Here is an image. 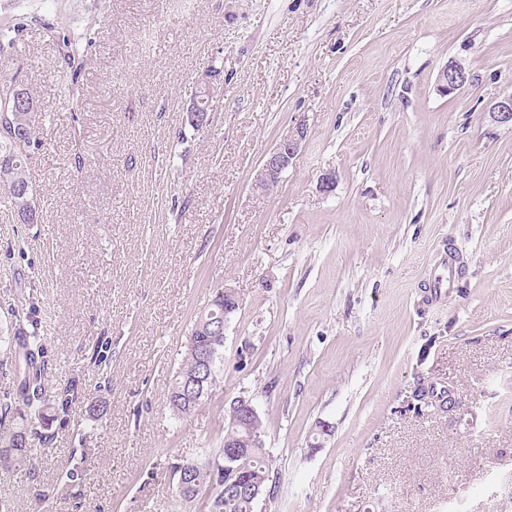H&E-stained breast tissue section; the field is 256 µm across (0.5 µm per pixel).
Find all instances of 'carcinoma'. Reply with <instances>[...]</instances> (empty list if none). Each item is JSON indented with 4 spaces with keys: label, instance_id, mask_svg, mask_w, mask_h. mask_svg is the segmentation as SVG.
Returning <instances> with one entry per match:
<instances>
[{
    "label": "carcinoma",
    "instance_id": "carcinoma-1",
    "mask_svg": "<svg viewBox=\"0 0 512 512\" xmlns=\"http://www.w3.org/2000/svg\"><path fill=\"white\" fill-rule=\"evenodd\" d=\"M16 77L0 74V109H13L16 99ZM25 101L31 112L12 113L15 127L0 131V157L13 158V166L0 169V194L7 198L18 221L32 224L37 220V209L28 204L17 209L13 184L22 182L32 186L26 148L32 144L41 147L38 137L42 113L30 91ZM224 292L216 293L210 303L197 316L183 364L176 372L168 389L166 402L176 418H182L202 404L218 381V366L223 357ZM0 365L12 369L14 382L11 389L0 394V469L22 470L35 474V462L47 454L42 429L58 420L67 421L75 398V384L60 392H52L45 383L47 361L45 349L37 332L25 328L21 317L15 316L14 333L0 339ZM249 468L268 477L275 474L272 459L266 449L257 450L249 459ZM177 493L181 501L196 500L208 505L207 512H254L255 500L233 488H224L230 482L224 473V449L204 463L187 461L176 467Z\"/></svg>",
    "mask_w": 512,
    "mask_h": 512
}]
</instances>
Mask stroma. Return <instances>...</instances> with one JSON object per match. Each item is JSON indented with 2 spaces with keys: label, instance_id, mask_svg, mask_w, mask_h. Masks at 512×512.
Instances as JSON below:
<instances>
[{
  "label": "stroma",
  "instance_id": "1",
  "mask_svg": "<svg viewBox=\"0 0 512 512\" xmlns=\"http://www.w3.org/2000/svg\"><path fill=\"white\" fill-rule=\"evenodd\" d=\"M7 28L0 73L46 118L37 223L0 202V336L34 309L48 386L78 394L37 479L0 470L1 504L205 512L172 468L213 455L245 396L278 471L255 512H512V126L489 114L512 94V0H0ZM451 60L475 81L443 96ZM210 68L224 92L195 130ZM299 122L295 163L255 190ZM221 288L219 381L173 419ZM430 384L453 405L415 412Z\"/></svg>",
  "mask_w": 512,
  "mask_h": 512
}]
</instances>
